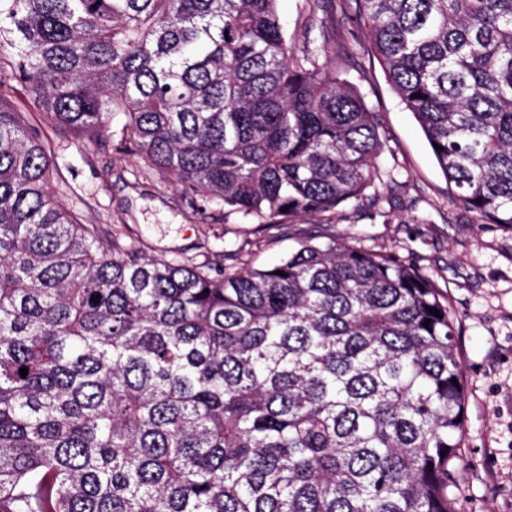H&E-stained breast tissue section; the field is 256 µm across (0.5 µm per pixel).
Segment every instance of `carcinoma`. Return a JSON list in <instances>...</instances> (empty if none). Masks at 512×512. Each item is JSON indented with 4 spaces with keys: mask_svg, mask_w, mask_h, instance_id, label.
<instances>
[{
    "mask_svg": "<svg viewBox=\"0 0 512 512\" xmlns=\"http://www.w3.org/2000/svg\"><path fill=\"white\" fill-rule=\"evenodd\" d=\"M277 2L0 0V512H457L462 367L430 278L332 239L270 268L147 258L63 207L11 104L94 144L123 116L119 152L193 209L334 212L378 124ZM354 4L454 198L512 230V0Z\"/></svg>",
    "mask_w": 512,
    "mask_h": 512,
    "instance_id": "cac0c4a2",
    "label": "carcinoma"
}]
</instances>
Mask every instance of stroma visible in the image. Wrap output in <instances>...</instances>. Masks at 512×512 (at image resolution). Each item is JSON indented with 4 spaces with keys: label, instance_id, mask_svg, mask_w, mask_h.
Listing matches in <instances>:
<instances>
[{
    "label": "stroma",
    "instance_id": "1",
    "mask_svg": "<svg viewBox=\"0 0 512 512\" xmlns=\"http://www.w3.org/2000/svg\"><path fill=\"white\" fill-rule=\"evenodd\" d=\"M352 0H279L292 44L311 37L322 63L355 86L383 142L371 197L271 229L210 204L190 216L173 180L100 145L48 132L60 201L106 235L139 239L149 258L205 255L214 268H265L321 232L390 252L432 279L455 325L465 394L457 512H512V231L450 194L427 138L373 58Z\"/></svg>",
    "mask_w": 512,
    "mask_h": 512
}]
</instances>
